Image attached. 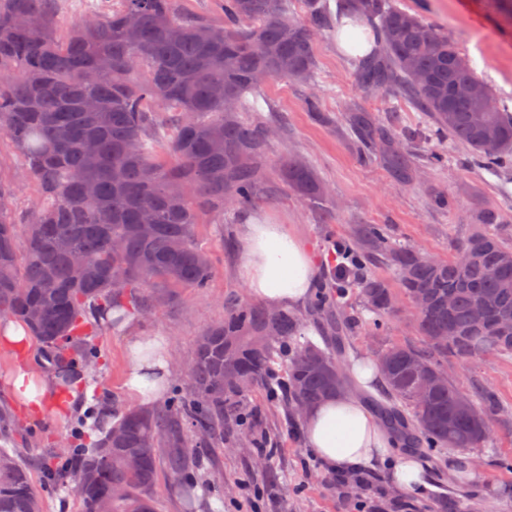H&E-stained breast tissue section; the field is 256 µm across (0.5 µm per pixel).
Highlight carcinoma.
<instances>
[{
    "label": "carcinoma",
    "mask_w": 512,
    "mask_h": 512,
    "mask_svg": "<svg viewBox=\"0 0 512 512\" xmlns=\"http://www.w3.org/2000/svg\"><path fill=\"white\" fill-rule=\"evenodd\" d=\"M328 0H306L309 22L288 16V0H224V21L183 13L177 0H115L90 8L60 33L58 0H0V143L19 158L18 178L38 193L20 232L12 186L0 179V318L22 321L59 364L97 366L81 337L85 319L114 307H147L134 289L205 288L213 265L196 243L205 215L246 210L263 184L274 129L258 120L247 95L270 79L312 84L314 36L330 19ZM377 30L381 53L363 61L366 90L395 88L425 123L467 149L475 166L512 171V109L495 100L457 42L396 0H336ZM138 27L126 24L129 14ZM96 103L89 112L84 101ZM357 146L377 147L386 168L408 182L414 156L371 112H351ZM96 146L94 154L87 145ZM280 180L299 196L329 201L328 185L310 161L289 155ZM499 214L448 242V258L392 241L377 224L335 242L341 267L305 313L232 302L224 320L197 339L186 392L162 408L132 409L91 447L68 446L65 463L47 478L77 494L81 512H157L160 468L172 491L189 492L190 468L229 441L257 448L265 466L276 449L249 422L245 398L264 389L296 408L348 391L340 341L319 347L302 336L306 319L333 308L336 335L355 333L359 319L340 303L354 290L362 309L383 318L397 301H420L414 330L422 345L387 343L377 354L383 376L372 403L408 448L440 453L475 448L500 414L493 399L463 391L453 379L420 399L416 389L452 360L467 365L489 354L512 355V245ZM388 267L389 281L364 269ZM484 323L472 322L475 306ZM138 459L133 467L129 459ZM28 465L15 448H0V512H41Z\"/></svg>",
    "instance_id": "1"
}]
</instances>
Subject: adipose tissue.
I'll list each match as a JSON object with an SVG mask.
<instances>
[{"label": "adipose tissue", "mask_w": 512, "mask_h": 512, "mask_svg": "<svg viewBox=\"0 0 512 512\" xmlns=\"http://www.w3.org/2000/svg\"><path fill=\"white\" fill-rule=\"evenodd\" d=\"M240 239L244 251L241 277L253 299L270 308H296L310 298L318 268L305 242L289 225L249 216L241 224ZM170 375L164 337L143 333L130 337L125 387L137 404L156 399ZM8 385L15 402L32 415L43 412L51 400L71 408L77 397L58 375L26 365L16 367ZM303 428L307 443L329 470L352 475L384 466L390 483L400 491L416 493L427 485L419 460L404 453L392 455L391 436L353 395L342 394L313 406Z\"/></svg>", "instance_id": "ef3b65f1"}]
</instances>
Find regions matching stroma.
<instances>
[{"instance_id": "35a3bbf8", "label": "stroma", "mask_w": 512, "mask_h": 512, "mask_svg": "<svg viewBox=\"0 0 512 512\" xmlns=\"http://www.w3.org/2000/svg\"><path fill=\"white\" fill-rule=\"evenodd\" d=\"M399 3L448 33L497 98L512 106V26L502 21L495 0ZM314 49L317 79L313 85L275 79L264 86L258 99V116L279 120L281 131L270 144L265 162L268 180L254 210L271 222L290 225L306 241L318 260L319 280H326L336 264L332 241L362 224L380 225L394 241L444 258L449 241L467 237L492 204L502 215L500 233L512 244V181L505 183L491 172L475 169L465 149L439 143L433 130L423 126L420 112L399 92L360 89L357 62L338 51L335 28L317 33ZM312 93L319 96L330 124L306 112L304 101ZM353 110L374 113L398 133L418 131L414 149L419 171L411 183L397 181L379 158H362L346 122ZM436 150L444 153L443 163H431L430 154ZM293 153L306 156L329 185L331 205L301 199L275 181L277 164ZM439 193L447 195L448 208L432 206V196ZM243 219V214L228 211L220 218L206 217L198 226L196 242L213 261L208 287L145 288L154 307L131 317L138 330L167 338L178 371L187 370L197 336L223 320L226 302L249 299L240 277ZM89 333L98 368L92 374L74 369V376L81 380L79 397L61 416L49 411L30 417L16 405L5 384L16 360L0 349V408L14 420L11 431L0 436V446L25 450L42 512H80L74 492L54 489L44 478L43 465L51 451L68 435L83 447L98 440V427L85 421L88 413L101 412L107 405L116 413L132 406L124 388L129 330L102 323L90 327ZM389 342L417 345L421 339L404 318H389L379 340L360 333L351 336L347 356L371 360L379 344ZM448 371L462 389L479 386L491 392L502 414L495 417L491 435L480 447L423 455L429 485L405 501L411 512H420L426 503L435 504L437 512H456L460 500L471 496L480 512H512V356L489 355L464 368L449 366ZM247 404L263 412L261 429L276 453L262 468L255 465L250 449H215L212 462L194 471L196 512H361L362 507L386 501L385 470L368 471L370 489L342 495L330 470L307 448L300 424L290 423L283 410L269 411L264 391L250 394ZM462 455L478 461L482 478L449 485L448 469Z\"/></svg>"}]
</instances>
